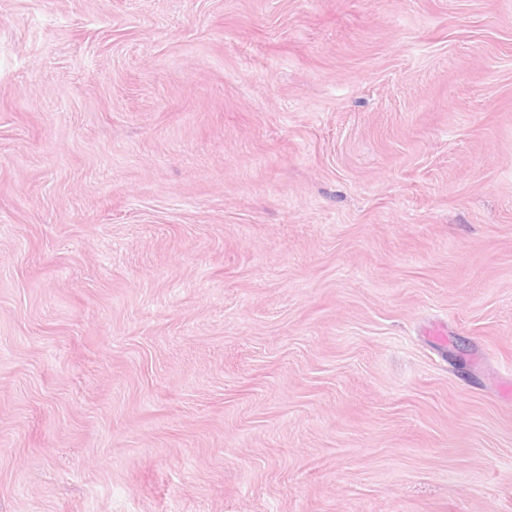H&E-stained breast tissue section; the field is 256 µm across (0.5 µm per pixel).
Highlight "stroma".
Listing matches in <instances>:
<instances>
[{"instance_id": "35a3bbf8", "label": "stroma", "mask_w": 512, "mask_h": 512, "mask_svg": "<svg viewBox=\"0 0 512 512\" xmlns=\"http://www.w3.org/2000/svg\"><path fill=\"white\" fill-rule=\"evenodd\" d=\"M506 384L512 0H0V512H512Z\"/></svg>"}]
</instances>
